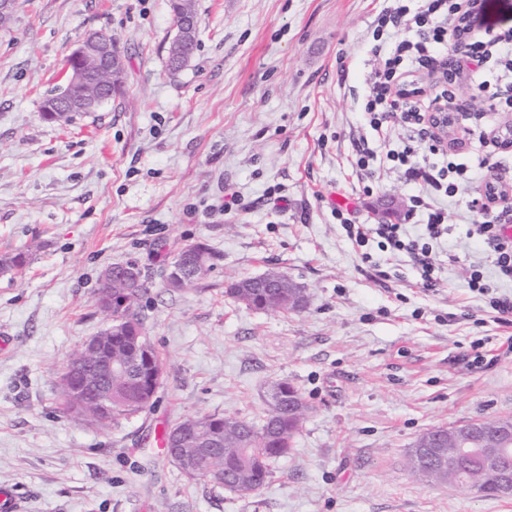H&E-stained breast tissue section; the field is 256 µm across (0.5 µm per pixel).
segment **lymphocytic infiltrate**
<instances>
[{
    "label": "lymphocytic infiltrate",
    "instance_id": "lymphocytic-infiltrate-1",
    "mask_svg": "<svg viewBox=\"0 0 512 512\" xmlns=\"http://www.w3.org/2000/svg\"><path fill=\"white\" fill-rule=\"evenodd\" d=\"M465 0H422L418 10H411L405 0H389L374 21V49L379 63L372 72L364 110L374 129L399 126L408 137L386 158L402 172L406 182L417 186L412 209L427 216L422 238L408 239L399 224H345L349 239L357 245L377 240L390 254H406L418 268V287L434 290L437 283L432 244L448 232L447 214L433 206L437 196H453L467 174L465 163L447 162L438 166L436 159L445 149L430 132L423 106L425 85L421 70L434 63L448 64L455 78L470 77L477 107L512 111V30L496 31L481 26L479 34L458 41L457 30ZM498 59L499 69L485 71L491 59ZM476 214L470 233L479 239L500 278L512 280V236L505 228L512 224V207L489 205L484 194L469 202Z\"/></svg>",
    "mask_w": 512,
    "mask_h": 512
}]
</instances>
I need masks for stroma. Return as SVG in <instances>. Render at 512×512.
<instances>
[{
    "label": "stroma",
    "mask_w": 512,
    "mask_h": 512,
    "mask_svg": "<svg viewBox=\"0 0 512 512\" xmlns=\"http://www.w3.org/2000/svg\"><path fill=\"white\" fill-rule=\"evenodd\" d=\"M384 0H196L197 46L170 73V0H20L0 26V486L28 512H512V498L414 478L408 452L428 429L512 418V357L472 365V342L497 348L495 323L468 286L472 265L512 296L470 237L473 188L512 185V152L464 146L469 181L436 197L449 231L433 250L434 291L407 255L353 247L336 218L424 232L412 185L387 161L357 171L360 141L399 146L400 127L371 130L363 97L377 59ZM102 30L126 55L125 90L68 124L41 105L69 76L81 36ZM462 80L450 107L462 129L488 132L503 111L470 106ZM237 206L224 211V199ZM192 243L217 256L195 285L169 290L163 261ZM386 271L363 272L362 253ZM139 265L142 313L163 362L153 406L108 430L61 413L56 376L104 326L103 269ZM269 271L305 289L298 312L235 302L228 285ZM276 381L310 407L266 485L242 497L184 475L152 451L157 429L188 415L259 420Z\"/></svg>",
    "instance_id": "35a3bbf8"
}]
</instances>
